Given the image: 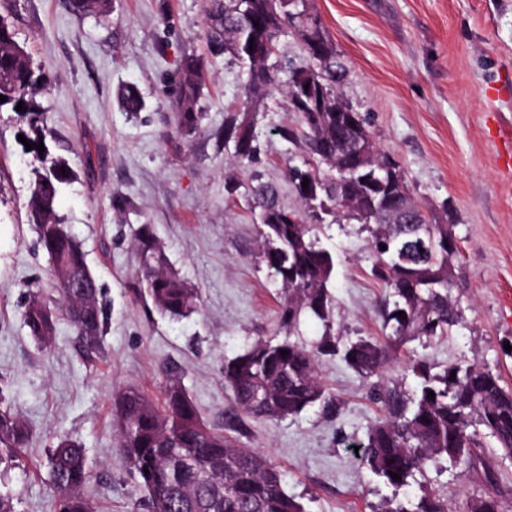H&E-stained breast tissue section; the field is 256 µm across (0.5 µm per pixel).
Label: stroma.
Returning a JSON list of instances; mask_svg holds the SVG:
<instances>
[{"label": "stroma", "instance_id": "35a3bbf8", "mask_svg": "<svg viewBox=\"0 0 512 512\" xmlns=\"http://www.w3.org/2000/svg\"><path fill=\"white\" fill-rule=\"evenodd\" d=\"M312 3L347 67L344 95L460 248L459 324L448 336L408 340L391 376L409 388L407 359L437 372L461 362L490 369L512 388V170L504 164L512 146L493 134L512 125V0ZM0 18L48 79L46 145L75 173L55 210L81 240L111 302L98 350L85 351L63 316L52 347L29 336L22 319L29 290L54 308L60 296L30 224L34 155L18 139L26 125L11 108L0 109V382L31 432L20 464L0 466V489L14 494L19 512H58L46 456L52 438L65 435L93 464L83 493L96 512H142L147 493L116 451L113 391L133 387L158 404L178 379L203 421L224 431L234 410L224 360L260 337L312 342L328 331L344 340L384 338L389 290L371 274L366 226L327 216L318 235L336 255L332 325L311 317L293 330L282 324V291L260 257L244 187L256 177L272 182L282 205L300 208L286 169L310 155L303 139L278 134L299 127L280 91L254 115V162L239 161L225 144L224 117L243 100L246 70L230 57H209L204 0H112L102 22L73 13L66 0H0ZM189 54L205 60V118L184 137L172 99L179 61ZM126 85L140 90L141 112L121 109L117 91ZM142 224L198 289L201 306L190 317L160 316L133 289L134 232ZM318 373L338 413L315 406L278 422L246 418L232 434L269 457L307 512H387L425 488L447 491L460 508L495 491L512 512V457L489 437L483 443L496 460L495 484L461 468H431L395 492L356 459V445L381 413L367 381L336 358H320Z\"/></svg>", "mask_w": 512, "mask_h": 512}]
</instances>
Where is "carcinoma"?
Segmentation results:
<instances>
[{
  "instance_id": "carcinoma-1",
  "label": "carcinoma",
  "mask_w": 512,
  "mask_h": 512,
  "mask_svg": "<svg viewBox=\"0 0 512 512\" xmlns=\"http://www.w3.org/2000/svg\"><path fill=\"white\" fill-rule=\"evenodd\" d=\"M79 13L105 19L111 0H70ZM207 48L212 56L226 54L224 45L236 43L232 57L248 70L243 102L224 119V141L234 143L241 160L253 162L259 151L253 112L268 95L284 89L302 124L310 155L327 167H288L305 212L289 210L279 201L275 184L256 181L247 189L258 209L257 226L264 245L268 272L284 293L281 320L292 329L310 315L330 327L334 298L330 291L335 269L333 254L320 244L308 219L320 212L336 214L368 226L373 256L372 274L389 288L383 303V339L360 337L347 342L325 333L311 344L286 337L258 339L224 361V383L233 392V421L252 417L278 421L315 405L325 413L335 409L333 398L318 379L317 362L337 356L366 379L382 415L369 427L359 445V461L387 485L399 491L416 474L433 466L482 468L492 480L493 465L485 458L481 436L492 437L504 455L512 456V390L489 369L450 363L434 373L421 359L406 363L416 379L412 390L383 376L397 349L411 338L446 336L459 323L460 309L452 296L453 270L459 249L445 247L448 225L437 223L411 195L404 171L373 141L367 118L344 97L341 86L345 63L327 38L310 0H205ZM308 26L316 45L300 44L305 64L288 71L282 83L278 42L288 31ZM204 61L183 58L179 91L173 105L178 132L194 134L203 113L198 101ZM47 80L30 55L0 18V108L16 109L26 118L24 137L46 141L51 130L37 97ZM126 112H140L144 100L134 87L118 91ZM41 167L34 169L28 208L37 242L46 253L59 294L62 312L90 349H98L108 318L109 301L101 285L83 292L70 283L90 272L82 244L70 225L55 212V202L73 172L68 162L32 149ZM308 187H302L303 181ZM139 242L137 291L158 313L172 320L197 311L199 293L172 268L148 225L135 233ZM386 249H380V246ZM403 313V317L395 313ZM22 319L29 335L48 345L55 336L56 318L38 293L25 302ZM288 354L283 356L281 351ZM434 398H428V392ZM112 426L118 451L130 473L148 494L150 512H306L288 494L282 474L263 454L238 447L232 439L208 428L182 384L175 380L163 392L158 408L141 391L116 390L112 395ZM30 430L0 387V465L22 459ZM51 484L59 495V512H95L82 495L93 466L82 447L58 438L47 456ZM397 473L400 479L391 477ZM387 512H455L448 496L429 490L413 502H399ZM462 512H502L494 494L470 501Z\"/></svg>"
}]
</instances>
